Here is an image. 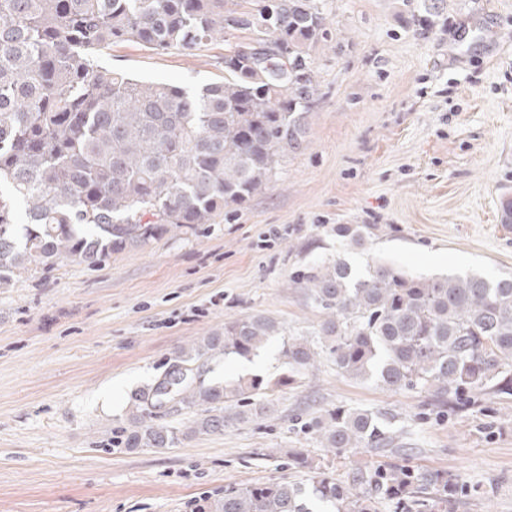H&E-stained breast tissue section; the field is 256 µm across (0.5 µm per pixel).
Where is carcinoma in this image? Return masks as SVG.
I'll list each match as a JSON object with an SVG mask.
<instances>
[{"label": "carcinoma", "mask_w": 512, "mask_h": 512, "mask_svg": "<svg viewBox=\"0 0 512 512\" xmlns=\"http://www.w3.org/2000/svg\"><path fill=\"white\" fill-rule=\"evenodd\" d=\"M0 0V288L33 267L69 257L95 266L173 228L211 224L266 189L281 161L299 151L319 98L311 50L329 35L315 0ZM224 79L195 89L139 81L95 64L122 42L192 53L224 40ZM368 224H338L361 249ZM297 283L323 313L316 339L283 347L288 375L205 386L200 361L251 359L280 322L251 314L224 322L131 398L112 446L170 448L221 434L269 411L272 387H296L325 354L339 374L374 378L391 391L415 390L441 407L479 394L512 395V275H413L388 264L356 272L343 259L300 271ZM185 413L179 425L155 424ZM324 447L378 448L389 439L379 417L338 408L312 422ZM309 484L227 486L202 512H309L306 500L338 512H372L389 499L401 512H435L461 479L390 464L326 476L305 456Z\"/></svg>", "instance_id": "carcinoma-1"}]
</instances>
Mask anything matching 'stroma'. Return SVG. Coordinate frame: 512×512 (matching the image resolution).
Instances as JSON below:
<instances>
[{
    "label": "stroma",
    "instance_id": "35a3bbf8",
    "mask_svg": "<svg viewBox=\"0 0 512 512\" xmlns=\"http://www.w3.org/2000/svg\"><path fill=\"white\" fill-rule=\"evenodd\" d=\"M330 36L313 52L320 99L303 150L232 219L180 228L89 267L70 260L0 288V512H195L225 486L307 482L303 454L337 479L407 464L462 475L451 512H512V396L465 409L340 375L327 359L298 387L270 391L267 416L224 433L133 452L113 449L135 389L225 321L281 322L251 361L285 372L284 338L322 318L293 279L318 259L375 262L415 275L512 274V0H442L427 32L423 0H317ZM186 55L123 43L108 70L188 88L223 79L227 46ZM340 224L373 228L365 249ZM368 409L391 423L382 449L339 455L314 430L320 412Z\"/></svg>",
    "mask_w": 512,
    "mask_h": 512
}]
</instances>
